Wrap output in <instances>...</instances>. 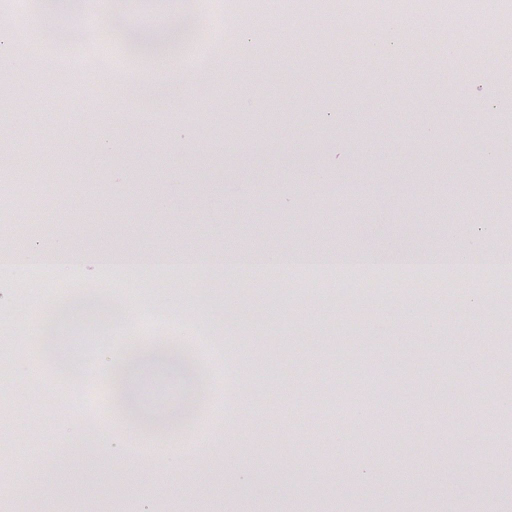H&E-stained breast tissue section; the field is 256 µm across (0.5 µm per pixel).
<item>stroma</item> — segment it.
<instances>
[{"label":"stroma","instance_id":"stroma-1","mask_svg":"<svg viewBox=\"0 0 512 512\" xmlns=\"http://www.w3.org/2000/svg\"><path fill=\"white\" fill-rule=\"evenodd\" d=\"M254 0H210L198 35L223 57V82H196L190 96L153 104L168 122L124 114L127 79L153 73L139 60L113 68L107 93L88 81L74 46L12 82L0 114V168L65 149L69 166L49 169L34 202L0 206V251L30 244L79 254L130 251L220 253L276 246L354 250L396 243L512 252V112L495 119L476 102L512 97V0H482L480 24L412 38L377 54L388 25L357 11L321 18L271 0L248 26ZM251 28L254 37L242 36ZM467 57L469 78L448 60ZM276 105L284 118L269 125ZM109 133L112 145L94 149ZM489 195L474 205L468 180ZM69 289L106 288L129 306L125 334L92 318L65 329L64 346L88 364L86 390L109 377L101 358L142 336L155 312L182 335L186 316L207 387L199 417L178 446L143 460L135 432L103 407L84 411L77 392L48 370L28 373L39 314L59 279ZM18 275L0 279V343L14 339L13 379L0 382V512H512V322L493 309L452 308L396 281L357 295L360 277L283 285L264 276L242 287L207 266L112 270L84 266L39 282L17 303ZM264 312L261 322L245 311ZM224 332L228 348L212 340ZM482 356L487 369H478ZM395 388L392 399L381 393ZM272 413L265 429L256 416ZM50 421L36 449L20 447L26 416ZM96 419L98 448L68 432ZM492 460L477 470L461 445ZM40 455L39 492L20 486L24 461ZM380 455L372 492L339 494L359 464Z\"/></svg>","mask_w":512,"mask_h":512}]
</instances>
